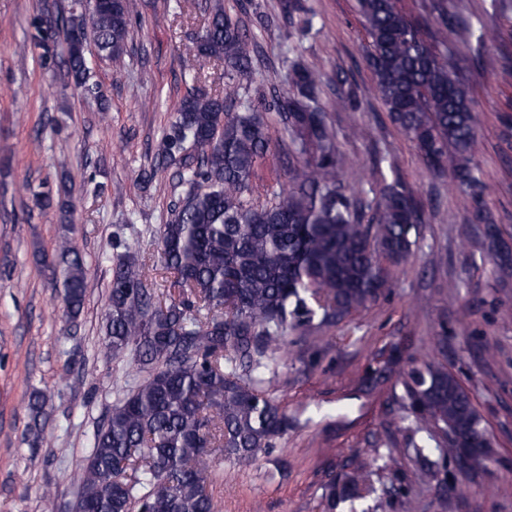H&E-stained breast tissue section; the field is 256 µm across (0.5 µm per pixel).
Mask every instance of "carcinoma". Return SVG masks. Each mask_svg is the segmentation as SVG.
Segmentation results:
<instances>
[{
  "mask_svg": "<svg viewBox=\"0 0 512 512\" xmlns=\"http://www.w3.org/2000/svg\"><path fill=\"white\" fill-rule=\"evenodd\" d=\"M138 6V0L109 7L83 0L66 16H35L32 39L42 50L41 65L56 63L52 35L64 28L123 66ZM281 8L288 20L297 16L302 28H311L306 0H281ZM432 9L434 29L405 14L397 0H357L372 89L427 167L452 175L463 204L485 224L492 259L508 264L512 247L484 214L472 98L448 61V34L476 43L480 65L503 83H512V64L486 48L496 35L448 13V0H433ZM255 52L241 20L219 3L189 48L197 62L222 63L229 80L250 73ZM63 64L66 85L97 94L86 48L65 52ZM323 79L321 71L290 62L288 96L259 109L206 92L194 72L157 149L158 158L180 161L175 186L184 189L160 227L158 259L148 267L127 252L112 262L105 348L114 359L134 354L131 386L94 432L75 512H217L208 489L217 463L249 466L288 432V415L271 397L275 354L288 335L318 356L325 352L322 333L393 288L390 267L418 242V203L397 174L372 205L347 191L336 130L320 101ZM273 124L282 133L275 146ZM273 147L287 183L255 200L253 179ZM33 203L40 211L56 208L61 223H70L60 193L37 191ZM33 256L61 284L63 316L77 319L90 285L71 238L63 237L52 258L41 249ZM148 268L170 274L178 298L155 302ZM385 350L387 358L369 364L355 390L370 400L393 389L406 425L399 437L384 424L368 434L372 458L355 454L329 475L321 512L358 504L372 512H418L397 467L402 458L413 464L418 482L440 489L445 508L453 439L488 435L470 392L434 353L410 355L399 343L378 348ZM49 400L40 390L30 395L31 448L39 447ZM491 454L475 452L470 475Z\"/></svg>",
  "mask_w": 512,
  "mask_h": 512,
  "instance_id": "carcinoma-1",
  "label": "carcinoma"
}]
</instances>
